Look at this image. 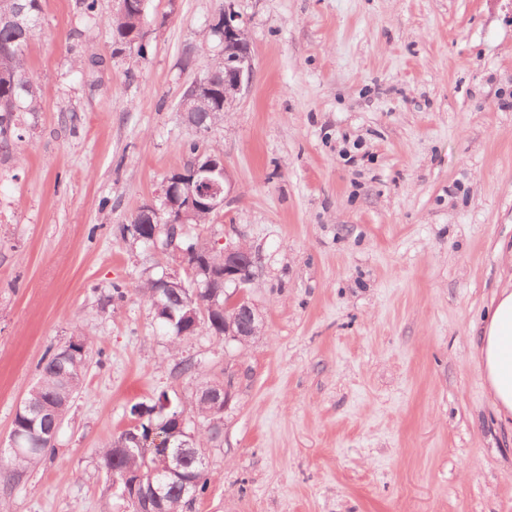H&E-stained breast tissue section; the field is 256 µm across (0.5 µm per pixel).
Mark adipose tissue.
I'll return each instance as SVG.
<instances>
[{
  "label": "adipose tissue",
  "mask_w": 512,
  "mask_h": 512,
  "mask_svg": "<svg viewBox=\"0 0 512 512\" xmlns=\"http://www.w3.org/2000/svg\"><path fill=\"white\" fill-rule=\"evenodd\" d=\"M478 366L501 420L512 419V288L491 299L488 314L472 337Z\"/></svg>",
  "instance_id": "ef3b65f1"
}]
</instances>
